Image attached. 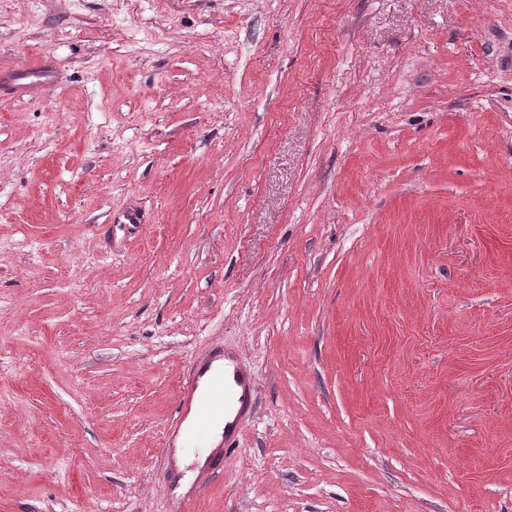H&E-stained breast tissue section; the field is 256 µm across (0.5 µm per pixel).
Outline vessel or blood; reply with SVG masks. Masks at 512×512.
<instances>
[{
	"label": "vessel or blood",
	"instance_id": "1",
	"mask_svg": "<svg viewBox=\"0 0 512 512\" xmlns=\"http://www.w3.org/2000/svg\"><path fill=\"white\" fill-rule=\"evenodd\" d=\"M58 78L57 66L45 57L4 67L0 69V97H31L55 86ZM254 389V372L223 346H212L200 354L180 389L178 409L164 436L163 456H170L179 445L208 447L212 450L211 469H223L225 454L240 447Z\"/></svg>",
	"mask_w": 512,
	"mask_h": 512
}]
</instances>
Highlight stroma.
<instances>
[{
  "label": "stroma",
  "mask_w": 512,
  "mask_h": 512,
  "mask_svg": "<svg viewBox=\"0 0 512 512\" xmlns=\"http://www.w3.org/2000/svg\"><path fill=\"white\" fill-rule=\"evenodd\" d=\"M0 512H512V0H0ZM139 209L143 221L122 215ZM58 78L57 66L44 56L32 63L3 67L0 70V97H32L43 89L55 86ZM254 372L242 365L235 354L224 352L222 345H214L194 361L189 380L183 381L178 409L164 436L162 454L167 461L165 475L169 482L179 479L175 465L168 468L170 454L181 440L180 448H202L198 462L204 463L212 448L209 443L221 427V442L209 456L212 470L224 467V452L233 453L240 447L246 426L247 404L255 389ZM240 393L239 408L234 415L229 398ZM193 413L192 420L187 422Z\"/></svg>",
  "instance_id": "1"
}]
</instances>
